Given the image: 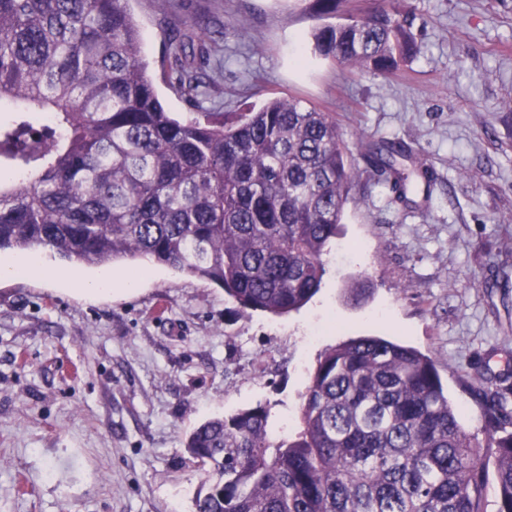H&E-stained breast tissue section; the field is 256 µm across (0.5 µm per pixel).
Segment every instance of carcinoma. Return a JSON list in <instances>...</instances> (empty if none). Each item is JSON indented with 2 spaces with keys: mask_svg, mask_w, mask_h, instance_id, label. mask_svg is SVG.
<instances>
[{
  "mask_svg": "<svg viewBox=\"0 0 512 512\" xmlns=\"http://www.w3.org/2000/svg\"><path fill=\"white\" fill-rule=\"evenodd\" d=\"M340 2L316 0L315 55L389 74L421 53L396 11L345 16ZM169 40V84L198 108L211 40L199 26ZM364 158L398 201L430 194L409 145L383 142ZM360 176L333 115L298 98L174 118L128 0H0V252L147 261L224 289L243 310L284 314L320 290ZM481 399L483 443L431 357L349 339L320 356L294 440L272 442L261 404L189 433L187 453L209 466L196 512H482L489 455L497 512H512V374L489 378Z\"/></svg>",
  "mask_w": 512,
  "mask_h": 512,
  "instance_id": "carcinoma-1",
  "label": "carcinoma"
}]
</instances>
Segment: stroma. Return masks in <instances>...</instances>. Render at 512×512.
Wrapping results in <instances>:
<instances>
[{"mask_svg":"<svg viewBox=\"0 0 512 512\" xmlns=\"http://www.w3.org/2000/svg\"><path fill=\"white\" fill-rule=\"evenodd\" d=\"M313 0H130L142 56L173 116L190 106L164 80L174 28L224 34L209 112L296 96L332 113L363 166L366 142L410 144L430 197L391 203L365 173L349 198L319 293L282 316L241 311L222 289L149 265L133 289L112 265L111 295L75 280L94 268L38 249L0 280V512H194L205 477L184 448L202 421L262 404L274 441L302 428V395L329 347L380 336L433 358L473 435L479 390L512 370V0H342L397 7L421 54L391 76L310 57Z\"/></svg>","mask_w":512,"mask_h":512,"instance_id":"35a3bbf8","label":"stroma"}]
</instances>
